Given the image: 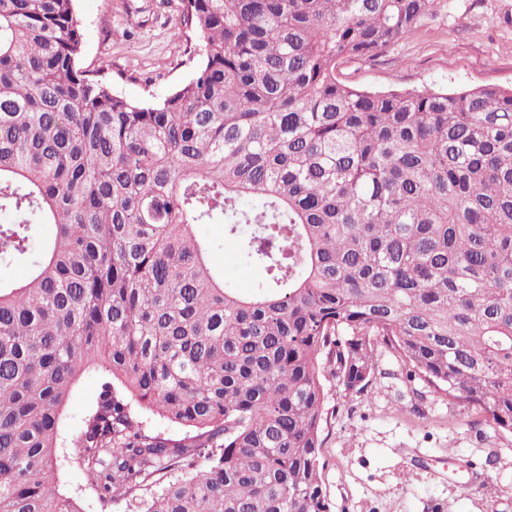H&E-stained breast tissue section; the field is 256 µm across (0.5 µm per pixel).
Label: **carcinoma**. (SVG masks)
Returning a JSON list of instances; mask_svg holds the SVG:
<instances>
[{
    "label": "carcinoma",
    "instance_id": "obj_1",
    "mask_svg": "<svg viewBox=\"0 0 512 512\" xmlns=\"http://www.w3.org/2000/svg\"><path fill=\"white\" fill-rule=\"evenodd\" d=\"M74 2L0 0V268H27L0 277V512H81L55 471L92 369L68 447L98 498L177 474L139 512H331L325 382L363 392L380 345L512 434V87L338 73L432 0H183L193 76L142 101L80 66ZM216 263L224 270V280L230 283L242 294L253 291V285L258 273L245 268L232 245L224 244V250H216ZM99 387L98 372L85 373L74 388L71 403L64 418L62 429L65 436L78 426L82 412L92 403ZM134 406L137 409L140 421H143V425L146 431L152 433H162L165 436L171 437L173 439H179L184 436L185 430L182 427L164 420L149 411L140 409L137 404Z\"/></svg>",
    "mask_w": 512,
    "mask_h": 512
}]
</instances>
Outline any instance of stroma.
<instances>
[{
	"mask_svg": "<svg viewBox=\"0 0 512 512\" xmlns=\"http://www.w3.org/2000/svg\"><path fill=\"white\" fill-rule=\"evenodd\" d=\"M75 8L82 64H111L115 92L139 101L192 77L183 0H75ZM340 72L370 90L512 87V0H434L399 42ZM198 231L220 243L216 263L227 283L251 293L258 274L225 243L223 225ZM376 363L367 392L327 383L320 462L332 512H512V436L444 394L413 395L390 351L379 350ZM58 478L83 512H129L123 499L101 507L76 464L61 465Z\"/></svg>",
	"mask_w": 512,
	"mask_h": 512,
	"instance_id": "obj_1",
	"label": "stroma"
}]
</instances>
